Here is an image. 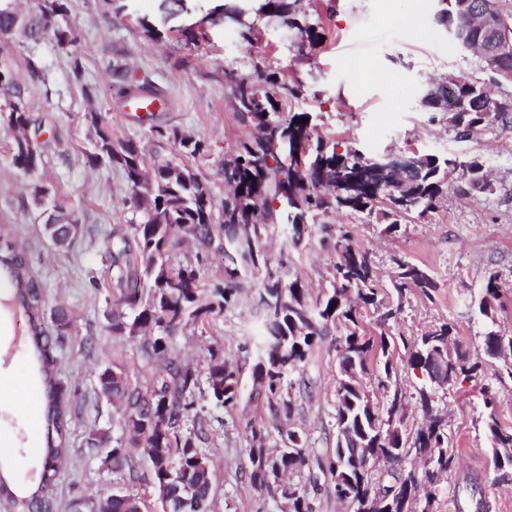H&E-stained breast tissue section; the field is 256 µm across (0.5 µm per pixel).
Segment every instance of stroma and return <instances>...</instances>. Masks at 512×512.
I'll return each instance as SVG.
<instances>
[{
    "instance_id": "obj_1",
    "label": "stroma",
    "mask_w": 512,
    "mask_h": 512,
    "mask_svg": "<svg viewBox=\"0 0 512 512\" xmlns=\"http://www.w3.org/2000/svg\"><path fill=\"white\" fill-rule=\"evenodd\" d=\"M122 18H114L112 0H70L64 23L79 31L72 50L60 49L53 35L0 51V63L25 79L28 60L42 68V82L28 85L26 97L36 117L46 118L41 138L44 164L34 176L20 173L11 161L13 138L0 128V224L14 225L30 268L40 283L46 304L39 319L53 326L52 312L63 307L71 326L55 350L59 377L73 401L69 436L71 459L60 471L55 487L58 512H70L72 499L110 487L111 470L86 446L90 428L123 439L118 415L97 396L96 369L108 359L123 362L137 381L153 367L140 343L112 337L105 313L112 305L106 245L113 225L129 223L132 211L120 171L94 168L86 155L93 134L84 121L97 108L115 135L147 140V125L137 122L130 108L118 107L110 88V65L116 50L136 77H148L169 92L167 109L159 119L179 125L210 146L200 162L215 199L225 192L222 168L244 129L231 103L227 73L244 76L255 70L284 73L295 94L288 112L318 115L315 134L325 141L357 149L368 156L411 152L474 156L486 162L495 194L462 192L454 181L436 212L411 219L398 233L385 234L382 225L366 216L342 210L313 224L299 244L286 242L283 228L269 234L272 256H285L292 272L313 291L325 289L336 261L335 242L341 230L354 226V240L368 251L382 286H389L392 256L426 266L438 283L433 301L410 299L391 335L413 336L431 324H457L463 349L481 362L477 376L439 387L435 407L448 418V435L456 454L455 467L435 486L439 512H476L486 502L489 512H512V482L498 479L489 439L478 421L483 385L499 397V420L512 426V378L498 377L499 363L485 356L482 336L488 321L477 310L485 276L501 275L503 305L498 330L512 335V134L487 127L465 141L448 130L447 115L432 117L421 103L423 89L433 80L463 75L487 80L480 57L446 38L433 20L435 0H300L308 22L319 25L320 43L310 44L275 16L260 12L263 0H233L244 8L241 21L202 25L214 0H191L190 13L165 19L162 0H123ZM145 17L162 25L164 37L145 40L137 25ZM198 29L195 43L182 32ZM251 38H244L245 28ZM81 76H74V63ZM94 97H86L85 87ZM38 182L49 190L34 203L26 186ZM84 216L83 234L70 247L56 248L43 232L54 205ZM257 288H248L236 304L205 328L190 326L171 340L183 360L205 370L210 350L223 351L241 371L242 399L224 409L200 399L203 443L213 461V512H279L277 503L254 489L248 479V450L252 427H263L266 445L281 444L279 428L302 429L310 450L325 454L336 441V386L339 378L336 338L329 335L316 348L302 374L307 391L291 389L295 403L291 419L274 422L264 400L256 396L252 377ZM27 319L0 314V452L14 461L15 483L38 481L42 469L38 431V400L42 387L29 365Z\"/></svg>"
}]
</instances>
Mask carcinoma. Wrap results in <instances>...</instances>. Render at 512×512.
<instances>
[{
    "mask_svg": "<svg viewBox=\"0 0 512 512\" xmlns=\"http://www.w3.org/2000/svg\"><path fill=\"white\" fill-rule=\"evenodd\" d=\"M443 17L467 32L474 40L484 32L456 11L455 3L444 0ZM261 10L284 18L313 43L320 39L315 27L299 18L290 0H265ZM69 0H41L37 11L22 15L13 0H0V40L35 41L53 33L59 47L78 41V34L59 21L67 16ZM212 24L228 18L240 22L242 11L234 5L217 4ZM491 76L482 83L465 76L457 82L433 83L434 100L425 103L431 112L441 111V97L450 86L465 99L468 114L456 115L449 128L459 139H467L474 126L498 125L512 130V93L501 88L512 82L499 71L503 64L483 58ZM117 99L125 104L147 98L165 104L166 94L151 80L135 79L127 64L115 61L110 68ZM505 98L501 112L483 111L487 93ZM291 93L286 77L275 71L258 70L241 77L232 86L233 105L244 127L250 129L238 141L234 158L236 177L230 181L224 198L216 201L205 176L189 160L209 157V145L176 125L154 123L148 114L149 137L153 148L133 138H120L112 132L100 112L84 114L93 132L94 165L118 169L127 184L128 203L133 218L112 229L108 253L112 263V290L117 298L105 313L107 331L114 337L142 340V351L156 368L144 384L131 380L125 366L107 361L98 373V391L120 409V422L128 439L110 445L108 433L88 432L86 445L102 454L112 472L129 480L140 479L139 464L149 466V482L156 501L168 499L171 512H210L213 489V462L197 446V434H184L182 425L197 415L195 391L199 374L189 363L172 357L171 337L184 328L206 326L224 312L238 291L258 274L260 282L258 312L262 317L261 335L256 341L252 366L253 380L261 386L273 419L291 418L294 405L283 396L292 388L290 376L304 371L310 356L324 337L340 332L336 355L340 378L336 387V432H350L361 444L362 456L342 460L340 448L321 460L305 447L302 431L290 428L283 446H265L263 429H251L253 445L248 449L251 484L271 497L288 503V512H313L306 488L285 481L286 475L308 469V482L317 487L320 476L330 475L336 498L364 504H377L374 512H436L434 486L453 467L454 454L448 446V424L434 411L435 386L423 383L416 388V401L428 423L408 429L403 423L405 395L398 382V366L391 342L385 333L368 334L363 315L378 313L376 324L391 327L412 296L432 300L437 283L430 272L403 257L394 258L390 279L393 299L379 300V277L369 253L353 244L350 231L336 239L337 261L330 272V288L312 298L307 286L291 274L289 266L274 262L263 248L268 228L287 226L293 245L308 234V226L327 218L338 209L365 214L385 232L399 231L403 222L424 218L448 195V174L461 171L471 190L494 193L478 184L483 163L477 159L461 161L444 155H421L420 165L392 187L381 180L370 159L357 150L342 152L322 139H313L314 124L307 112H284ZM300 118L308 119L302 124ZM0 124L14 135L12 163L25 175L43 166L42 122L34 116L26 99V86L11 68L0 66ZM278 206H273V202ZM44 232L56 245L70 246L81 232V217L61 207L53 209ZM191 238L198 248L195 261L177 265L171 257ZM211 253L224 259V281L211 287L202 281L200 267ZM0 279L13 288L12 298L29 317V338L44 394L39 427L44 432L43 470L36 491L18 490L8 475V461L0 459V496L14 512H57L53 490L60 462L69 452L71 426L70 401L58 378L54 348L60 335L51 333L35 314L44 305L39 282L18 244L10 224L0 226ZM500 275L489 271L478 308L494 319L495 303L501 297ZM455 323L443 321L418 336H403L411 369L419 359L435 352L448 360V378L466 379L481 369L457 341ZM483 351L491 359L503 361L512 377V335L489 328L483 338ZM376 364L377 386L382 398L375 399L362 386V378ZM207 396L216 407L237 405L240 394L239 368L224 355L209 351L206 362ZM483 413L480 422L490 439L494 466L502 480H512V427L498 420V398L491 387L482 389ZM423 461V471H406L402 464L410 457ZM382 460L394 469L389 479L374 477L365 459ZM85 512H144L143 498L133 493L124 480L116 481L108 492L82 499Z\"/></svg>",
    "mask_w": 512,
    "mask_h": 512,
    "instance_id": "cac0c4a2",
    "label": "carcinoma"
}]
</instances>
